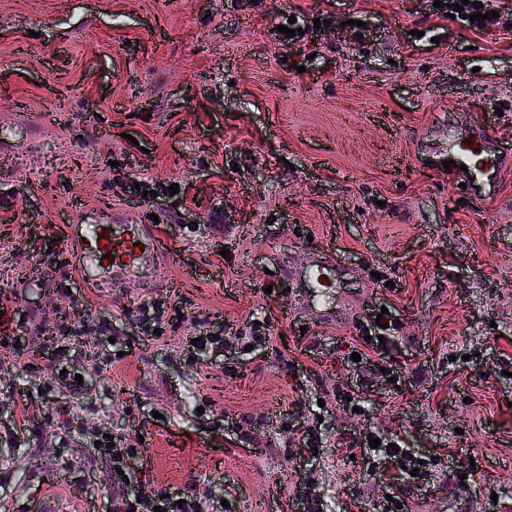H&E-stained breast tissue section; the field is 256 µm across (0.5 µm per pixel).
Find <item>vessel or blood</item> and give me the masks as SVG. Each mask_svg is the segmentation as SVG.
Returning <instances> with one entry per match:
<instances>
[{
    "mask_svg": "<svg viewBox=\"0 0 512 512\" xmlns=\"http://www.w3.org/2000/svg\"><path fill=\"white\" fill-rule=\"evenodd\" d=\"M448 169L464 183L475 201L495 203L500 183L512 171V150L501 147L492 127H474L458 133L447 153ZM64 242L80 270V280L88 288H109L123 284L144 270L154 269L168 253L167 244L147 225L129 220L119 209L99 211L95 223L74 216L64 231ZM300 286L305 297H318L335 287L343 266L335 256L318 248L308 249L303 258Z\"/></svg>",
    "mask_w": 512,
    "mask_h": 512,
    "instance_id": "vessel-or-blood-1",
    "label": "vessel or blood"
}]
</instances>
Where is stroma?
Instances as JSON below:
<instances>
[{
    "mask_svg": "<svg viewBox=\"0 0 512 512\" xmlns=\"http://www.w3.org/2000/svg\"><path fill=\"white\" fill-rule=\"evenodd\" d=\"M292 19L304 35L289 43L277 27ZM484 122L512 146V31L472 30L430 0H0V139L14 145L0 166V293L15 296L12 327L30 347L24 316L52 309V289L20 284L52 250L74 308L126 344L110 381L95 349L75 356L74 392L46 388L0 348V422L28 398L41 410L38 435L0 440V512H28L42 484L71 512H113L87 449L50 438L70 402L87 424L108 413L113 434L146 432L138 481L222 512H301L306 479L325 512H385V482L349 456L366 428L438 455L410 512H512V179L483 207L442 165L449 137ZM107 207L168 243L166 286L99 292L73 276L64 224L73 209ZM312 246L350 270L336 299H362L335 326L282 275ZM151 295L179 296L213 332L271 320L272 339L192 352L187 322L148 339L123 310ZM380 313L392 330L375 327ZM364 330L382 336L400 386L379 373L358 387L349 345ZM340 386L360 412L337 403ZM292 398L322 415L319 464L288 440ZM244 414L256 445L225 425ZM472 464L473 481L455 484L453 469Z\"/></svg>",
    "mask_w": 512,
    "mask_h": 512,
    "instance_id": "obj_1",
    "label": "stroma"
}]
</instances>
